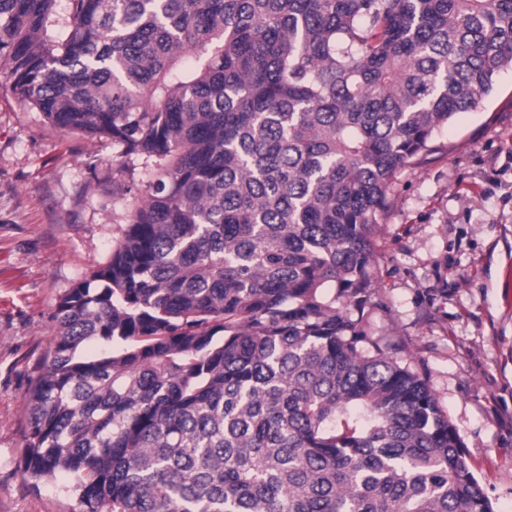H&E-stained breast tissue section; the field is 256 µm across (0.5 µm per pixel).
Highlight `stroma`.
<instances>
[{"label": "stroma", "mask_w": 512, "mask_h": 512, "mask_svg": "<svg viewBox=\"0 0 512 512\" xmlns=\"http://www.w3.org/2000/svg\"><path fill=\"white\" fill-rule=\"evenodd\" d=\"M402 168L375 236L370 336L427 379L494 512H512V70ZM155 164L64 132L0 76V512H79L22 472L60 298L104 266Z\"/></svg>", "instance_id": "1"}]
</instances>
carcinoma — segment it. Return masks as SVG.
<instances>
[{
  "label": "carcinoma",
  "mask_w": 512,
  "mask_h": 512,
  "mask_svg": "<svg viewBox=\"0 0 512 512\" xmlns=\"http://www.w3.org/2000/svg\"><path fill=\"white\" fill-rule=\"evenodd\" d=\"M1 60L157 164L58 304L24 476L80 512H493L366 323L395 172L512 67V0H0Z\"/></svg>",
  "instance_id": "carcinoma-1"
}]
</instances>
